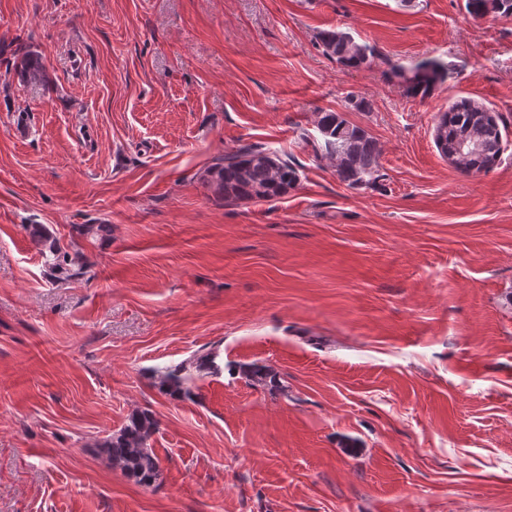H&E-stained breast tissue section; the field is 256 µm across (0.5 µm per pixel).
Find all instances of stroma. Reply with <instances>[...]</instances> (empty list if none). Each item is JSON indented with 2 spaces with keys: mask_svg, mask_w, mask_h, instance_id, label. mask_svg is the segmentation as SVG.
<instances>
[{
  "mask_svg": "<svg viewBox=\"0 0 512 512\" xmlns=\"http://www.w3.org/2000/svg\"><path fill=\"white\" fill-rule=\"evenodd\" d=\"M336 28L371 66L323 54ZM426 58L451 75L411 97L390 66ZM460 96L512 133V17L464 0H0V512H512V146L448 165ZM320 111L375 180L315 157ZM246 144L298 184L225 202ZM202 352L220 373L159 392ZM144 409L149 488L98 448ZM325 53L340 65L360 69L371 64L376 50L366 42H359L349 31L326 30L319 34ZM319 136L312 140L314 154L333 162L336 178L349 187L375 179L380 149L377 142L361 127L348 123L332 111L317 112ZM191 369H194L199 376L221 371V367L216 361V355L213 353L194 355L186 363L156 370L154 374L159 390L172 398H191L193 393L188 385L190 376L187 374Z\"/></svg>",
  "mask_w": 512,
  "mask_h": 512,
  "instance_id": "35a3bbf8",
  "label": "stroma"
}]
</instances>
